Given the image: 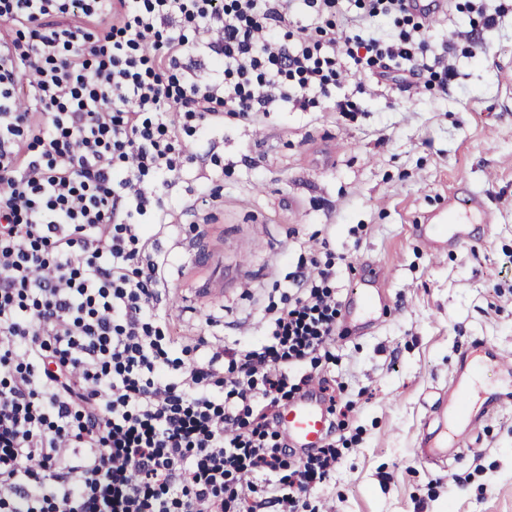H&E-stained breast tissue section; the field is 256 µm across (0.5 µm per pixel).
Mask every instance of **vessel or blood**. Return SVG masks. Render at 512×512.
I'll use <instances>...</instances> for the list:
<instances>
[{
	"label": "vessel or blood",
	"mask_w": 512,
	"mask_h": 512,
	"mask_svg": "<svg viewBox=\"0 0 512 512\" xmlns=\"http://www.w3.org/2000/svg\"><path fill=\"white\" fill-rule=\"evenodd\" d=\"M495 214L489 209L480 192H469L466 199L457 194L448 196L446 219H427L420 227V237L429 251L437 253L451 247L467 244L468 225H492ZM512 379V357L484 343L465 347L460 353L459 376L448 389L447 427L439 444L430 446L427 456H437L440 449L462 446L473 430L472 412L475 407L500 410L512 407V392H488L482 381L487 367ZM280 428L289 445L297 448L318 447L327 430V416L322 401L314 393L299 397L280 415Z\"/></svg>",
	"instance_id": "1"
}]
</instances>
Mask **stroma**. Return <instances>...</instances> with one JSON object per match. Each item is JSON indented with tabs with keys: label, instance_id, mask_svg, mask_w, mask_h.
<instances>
[{
	"label": "stroma",
	"instance_id": "35a3bbf8",
	"mask_svg": "<svg viewBox=\"0 0 512 512\" xmlns=\"http://www.w3.org/2000/svg\"><path fill=\"white\" fill-rule=\"evenodd\" d=\"M447 2L423 22L337 0V20H363L353 35L389 42L424 24L433 73L406 86L349 68L314 107L188 137L198 159L170 187L174 228L154 242L170 259L167 313L181 335L227 344L253 338L275 285L321 242L336 255L340 297L393 267L382 322L347 324L336 341L349 409L336 471L310 495L319 512H512V410L488 414L443 460L415 455L440 423L436 392L460 345L512 355V0ZM501 4L508 13L487 26ZM459 183L483 193L496 222L466 248L430 253L413 227ZM207 187L217 203L199 202Z\"/></svg>",
	"mask_w": 512,
	"mask_h": 512
}]
</instances>
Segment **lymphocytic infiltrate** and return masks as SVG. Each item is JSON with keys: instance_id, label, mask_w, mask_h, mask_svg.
<instances>
[{"instance_id": "1", "label": "lymphocytic infiltrate", "mask_w": 512, "mask_h": 512, "mask_svg": "<svg viewBox=\"0 0 512 512\" xmlns=\"http://www.w3.org/2000/svg\"><path fill=\"white\" fill-rule=\"evenodd\" d=\"M288 2L0 0V512H299L335 471L331 262L217 347L170 328L149 250L182 134L307 109L346 57L430 69L407 31L293 36ZM313 385L331 423L300 454L278 417Z\"/></svg>"}]
</instances>
